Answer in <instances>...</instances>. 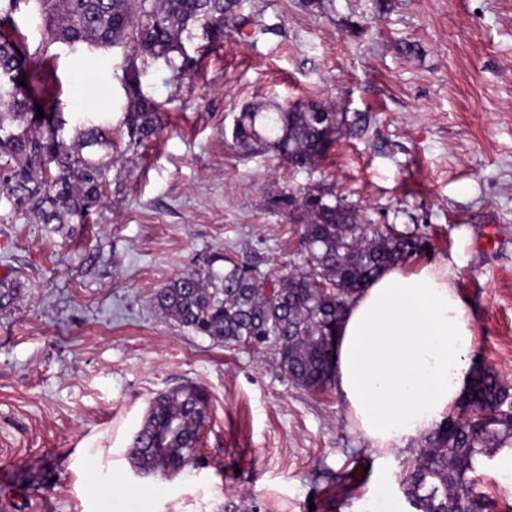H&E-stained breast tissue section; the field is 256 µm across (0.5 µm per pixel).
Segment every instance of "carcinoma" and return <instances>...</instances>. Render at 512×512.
I'll list each match as a JSON object with an SVG mask.
<instances>
[{"label": "carcinoma", "instance_id": "cac0c4a2", "mask_svg": "<svg viewBox=\"0 0 512 512\" xmlns=\"http://www.w3.org/2000/svg\"><path fill=\"white\" fill-rule=\"evenodd\" d=\"M31 6L45 23L31 46L15 16ZM242 0H0V194L14 197L39 224L83 221L102 203L103 176L114 164L112 128L83 121L65 137L68 120L57 111L49 83L55 78L50 47L61 43L127 49L122 119L128 147L158 136L163 104L141 88L140 65L164 63L183 78L198 59L187 44L203 31L204 52L218 45ZM181 62H176V59ZM26 81L27 86L19 85ZM44 117H37L36 105ZM367 112L340 113L335 105L259 102L245 106L233 139L253 150L271 148L296 169H310L344 129L365 132ZM272 207L300 214L303 265L272 278L261 263L224 256V272L185 273L154 295L156 307L182 327L226 345L269 347L298 388L321 392L332 384L337 328L353 295L425 241L414 231L376 224L330 183L284 187ZM206 390L191 382L154 398L131 449L135 470L169 476L192 465L205 413ZM512 448V386L493 369L480 370L456 419H448L404 479L416 512H460L461 497H484L470 477L482 457Z\"/></svg>", "mask_w": 512, "mask_h": 512}]
</instances>
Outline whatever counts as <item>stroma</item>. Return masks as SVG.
<instances>
[{"label":"stroma","instance_id":"1","mask_svg":"<svg viewBox=\"0 0 512 512\" xmlns=\"http://www.w3.org/2000/svg\"><path fill=\"white\" fill-rule=\"evenodd\" d=\"M245 0L194 76L142 78L165 105L137 152L120 128L122 50L56 45L57 109L112 128L106 196L76 234L0 195V498L9 512H413L402 481L425 448L385 456L354 432L335 389L310 393L272 349L232 347L153 304L223 255L283 275L300 262L296 218L268 199L320 181L378 224H415L429 246L404 261H455L477 336L472 367L512 382V0ZM310 100L370 112L310 170L232 139L241 109ZM210 404L196 464L134 471L151 400L183 381Z\"/></svg>","mask_w":512,"mask_h":512}]
</instances>
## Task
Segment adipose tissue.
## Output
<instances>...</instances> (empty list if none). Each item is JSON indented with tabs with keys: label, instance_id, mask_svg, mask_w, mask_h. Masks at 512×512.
Here are the masks:
<instances>
[{
	"label": "adipose tissue",
	"instance_id": "obj_1",
	"mask_svg": "<svg viewBox=\"0 0 512 512\" xmlns=\"http://www.w3.org/2000/svg\"><path fill=\"white\" fill-rule=\"evenodd\" d=\"M456 282L449 260L413 272L395 265L345 312L333 383L347 419L380 453L430 434L467 392L474 331Z\"/></svg>",
	"mask_w": 512,
	"mask_h": 512
}]
</instances>
